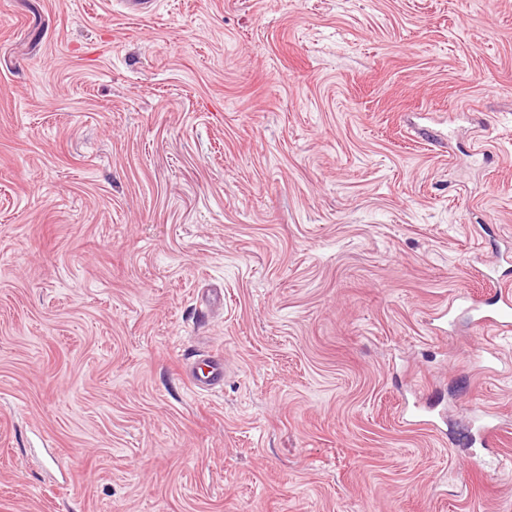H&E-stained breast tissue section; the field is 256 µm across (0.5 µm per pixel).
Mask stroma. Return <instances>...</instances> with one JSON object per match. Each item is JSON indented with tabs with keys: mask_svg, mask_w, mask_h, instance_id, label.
<instances>
[{
	"mask_svg": "<svg viewBox=\"0 0 512 512\" xmlns=\"http://www.w3.org/2000/svg\"><path fill=\"white\" fill-rule=\"evenodd\" d=\"M499 252L512 0H0V512H512ZM482 306L470 308L474 312L473 322L478 327H491L503 333L512 331V296L509 290L494 293ZM190 386L195 392L213 390L224 381V364L222 359L214 358L202 367L193 370L188 377Z\"/></svg>",
	"mask_w": 512,
	"mask_h": 512,
	"instance_id": "obj_1",
	"label": "stroma"
}]
</instances>
